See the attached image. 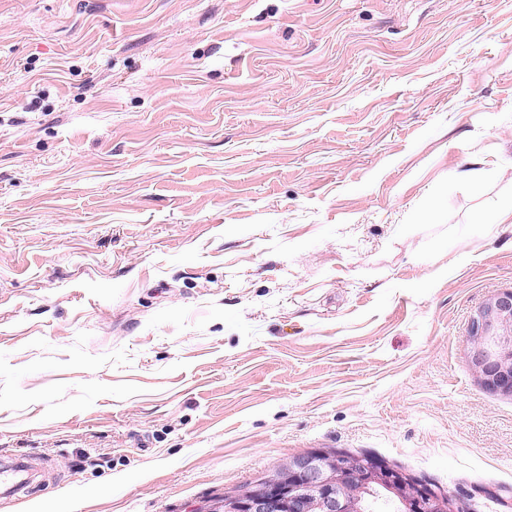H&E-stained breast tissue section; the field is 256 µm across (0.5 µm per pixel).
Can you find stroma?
<instances>
[{
    "label": "stroma",
    "instance_id": "stroma-1",
    "mask_svg": "<svg viewBox=\"0 0 512 512\" xmlns=\"http://www.w3.org/2000/svg\"><path fill=\"white\" fill-rule=\"evenodd\" d=\"M509 198L512 0H0V512L311 449L512 512ZM468 363L489 392L512 398V289L492 295L474 312Z\"/></svg>",
    "mask_w": 512,
    "mask_h": 512
}]
</instances>
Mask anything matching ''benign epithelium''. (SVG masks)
Segmentation results:
<instances>
[{
  "label": "benign epithelium",
  "instance_id": "1",
  "mask_svg": "<svg viewBox=\"0 0 512 512\" xmlns=\"http://www.w3.org/2000/svg\"><path fill=\"white\" fill-rule=\"evenodd\" d=\"M468 363L491 393L512 398V289L492 295L470 322ZM380 494L400 512H463L465 506L372 457L315 449L290 456L249 488L203 512H365Z\"/></svg>",
  "mask_w": 512,
  "mask_h": 512
}]
</instances>
